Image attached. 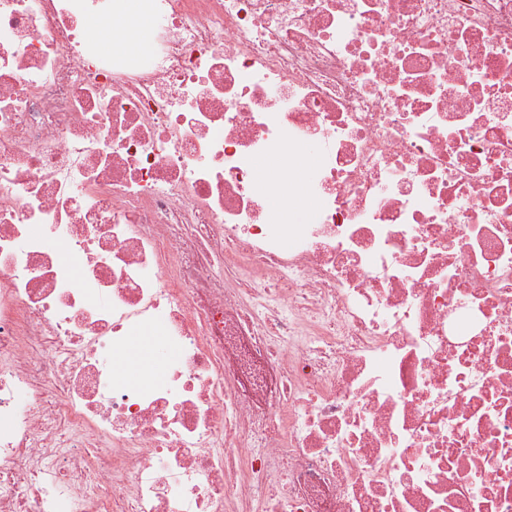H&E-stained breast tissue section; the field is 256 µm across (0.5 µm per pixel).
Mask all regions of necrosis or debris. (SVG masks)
Segmentation results:
<instances>
[{"label":"necrosis or debris","instance_id":"1","mask_svg":"<svg viewBox=\"0 0 512 512\" xmlns=\"http://www.w3.org/2000/svg\"><path fill=\"white\" fill-rule=\"evenodd\" d=\"M151 15L0 0V512H512V0ZM147 1L118 0V15L125 24L116 30L112 31V21L104 26H99L95 21L88 23L104 49L112 52L118 47L124 53L136 55L148 47L151 17Z\"/></svg>","mask_w":512,"mask_h":512}]
</instances>
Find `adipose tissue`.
Instances as JSON below:
<instances>
[{
	"label": "adipose tissue",
	"instance_id": "1",
	"mask_svg": "<svg viewBox=\"0 0 512 512\" xmlns=\"http://www.w3.org/2000/svg\"><path fill=\"white\" fill-rule=\"evenodd\" d=\"M117 11L123 27L94 26L97 40L109 51L118 48L130 55L143 52L149 44L151 27L147 0H118Z\"/></svg>",
	"mask_w": 512,
	"mask_h": 512
}]
</instances>
